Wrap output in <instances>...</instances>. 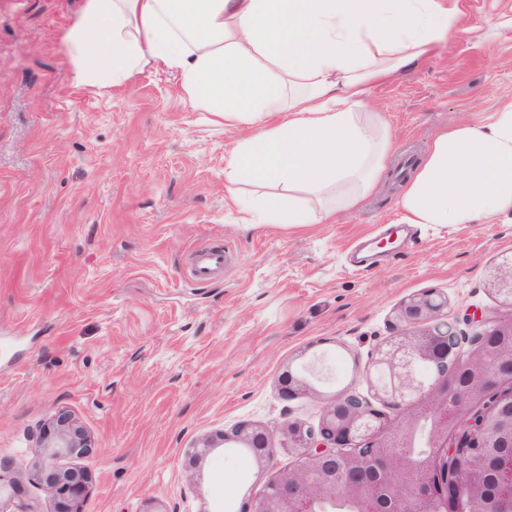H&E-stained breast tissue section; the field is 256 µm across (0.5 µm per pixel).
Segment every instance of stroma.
Returning <instances> with one entry per match:
<instances>
[{
	"instance_id": "35a3bbf8",
	"label": "stroma",
	"mask_w": 512,
	"mask_h": 512,
	"mask_svg": "<svg viewBox=\"0 0 512 512\" xmlns=\"http://www.w3.org/2000/svg\"><path fill=\"white\" fill-rule=\"evenodd\" d=\"M81 0H0V465L34 512H54L25 474L37 438L70 414L92 451L85 512H238L272 468L185 454L240 422L317 425L326 397L373 398L365 369L399 329L402 302L438 291L471 336L500 301L486 285L506 224L397 222L404 182L440 129L487 122L512 97V30L449 41L372 86L394 152L381 188L328 224H254L229 200L224 158L242 132L186 105L149 68L100 96L75 87L61 36ZM224 272L194 281V253ZM318 394L282 397L286 366L319 368Z\"/></svg>"
}]
</instances>
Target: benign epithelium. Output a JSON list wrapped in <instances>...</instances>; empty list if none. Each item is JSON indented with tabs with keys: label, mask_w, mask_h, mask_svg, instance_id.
<instances>
[{
	"label": "benign epithelium",
	"mask_w": 512,
	"mask_h": 512,
	"mask_svg": "<svg viewBox=\"0 0 512 512\" xmlns=\"http://www.w3.org/2000/svg\"><path fill=\"white\" fill-rule=\"evenodd\" d=\"M490 286L508 309L488 317L470 339L459 337L442 311L448 297L426 292L406 299L401 331L379 349L368 371L380 377L382 404L409 415L392 423L356 394L338 393L324 406L320 423L290 422L283 442L296 448V465L269 479L243 512H321L326 498H343L353 512H512V254L501 256ZM281 393L317 394L308 380L287 367ZM429 452H405L417 435ZM226 443H236L260 465L273 463L274 431L241 422L206 437L186 453L189 466ZM41 462L28 480L48 488L55 512H84L90 478L86 471L57 464L82 458L91 440L77 421L60 413L53 432L38 439ZM0 512H31L15 477L0 466Z\"/></svg>",
	"instance_id": "7a95c632"
}]
</instances>
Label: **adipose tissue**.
Listing matches in <instances>:
<instances>
[{
	"mask_svg": "<svg viewBox=\"0 0 512 512\" xmlns=\"http://www.w3.org/2000/svg\"><path fill=\"white\" fill-rule=\"evenodd\" d=\"M507 28L512 16L470 24L444 0H82L62 44L93 94L149 67L177 73L192 108L246 131L224 183L262 190L234 202L260 224H324L386 176L393 141L371 84ZM397 208L404 224L512 219V100L433 136Z\"/></svg>",
	"mask_w": 512,
	"mask_h": 512,
	"instance_id": "1",
	"label": "adipose tissue"
}]
</instances>
